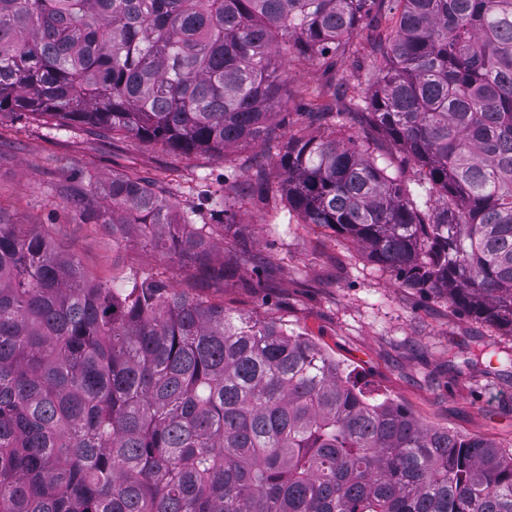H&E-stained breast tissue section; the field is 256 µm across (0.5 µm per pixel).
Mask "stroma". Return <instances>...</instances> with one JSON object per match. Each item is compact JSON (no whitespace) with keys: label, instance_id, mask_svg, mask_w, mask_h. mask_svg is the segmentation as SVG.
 Wrapping results in <instances>:
<instances>
[{"label":"stroma","instance_id":"obj_1","mask_svg":"<svg viewBox=\"0 0 512 512\" xmlns=\"http://www.w3.org/2000/svg\"><path fill=\"white\" fill-rule=\"evenodd\" d=\"M284 93L271 123L276 142L298 130L315 135L305 116L315 106L314 90L328 89L342 75L325 60L295 65L279 55ZM254 144L208 153L175 154L159 144L121 135L97 136L28 114L0 117V219L31 228L71 250L97 278L133 267L163 274L176 288H193L223 303L233 315L272 319L289 331L311 337L342 361L363 388L387 395L415 416L464 435L512 448V366L500 364L488 376L449 360V349L492 344L512 352V336L449 306L446 299L400 286L378 270L350 239L301 223L284 198L244 206L222 228L214 212L217 191H234L258 153ZM160 181L181 219L197 210L215 225V250L232 256L245 240L258 262L236 267L225 279L206 276L178 258L153 250L151 238L134 231L113 240L112 228L95 216L110 208L113 178Z\"/></svg>","mask_w":512,"mask_h":512}]
</instances>
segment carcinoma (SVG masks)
<instances>
[{
	"instance_id": "obj_1",
	"label": "carcinoma",
	"mask_w": 512,
	"mask_h": 512,
	"mask_svg": "<svg viewBox=\"0 0 512 512\" xmlns=\"http://www.w3.org/2000/svg\"><path fill=\"white\" fill-rule=\"evenodd\" d=\"M395 19L365 50L345 37ZM354 81L270 144L280 49ZM348 101L368 130L336 140ZM179 154L278 157L289 210L406 288L512 335V0H0V117ZM266 164L232 205L265 204ZM112 233L204 260L152 181L112 178ZM499 352L469 350L493 372ZM0 512H512V451L360 387L311 339L161 277L96 281L0 219Z\"/></svg>"
}]
</instances>
